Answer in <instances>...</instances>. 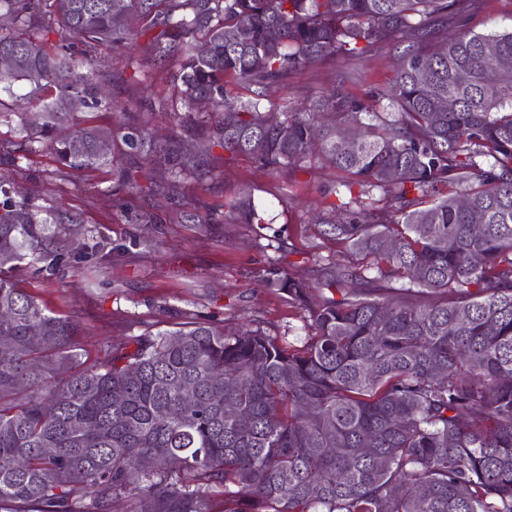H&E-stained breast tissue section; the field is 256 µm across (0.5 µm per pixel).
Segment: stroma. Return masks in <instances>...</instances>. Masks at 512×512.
I'll return each instance as SVG.
<instances>
[{"instance_id": "35a3bbf8", "label": "stroma", "mask_w": 512, "mask_h": 512, "mask_svg": "<svg viewBox=\"0 0 512 512\" xmlns=\"http://www.w3.org/2000/svg\"><path fill=\"white\" fill-rule=\"evenodd\" d=\"M396 42L360 58L338 59L304 67L287 87H274L271 100L297 111L335 85L364 99L391 85L399 64ZM103 84L113 104L128 118L146 122L157 139L175 137L193 146L199 116H181L172 82L173 64L128 63L119 47H101ZM114 164L98 170H58L49 150L25 152L13 179L17 187L46 209L62 207L73 216L79 236H97L112 246V259L92 275L72 270L43 280L21 274L23 288L54 311L78 317L85 328L83 345L97 353L107 344L158 330L160 322L185 314L227 327L251 323L298 345L305 338L300 313L267 288L270 265L307 277L299 249L315 240L313 216L325 203L323 192L342 175L314 163L290 176L259 167L252 159L214 149L201 163L200 177L170 187L164 171L149 170L142 157L115 141ZM134 177V189L120 187ZM250 193L264 214L267 229L237 223L229 203ZM213 224L214 232H196L184 213ZM291 239L297 252L281 255L270 246L273 236Z\"/></svg>"}]
</instances>
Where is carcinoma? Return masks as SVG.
I'll return each mask as SVG.
<instances>
[{"label": "carcinoma", "mask_w": 512, "mask_h": 512, "mask_svg": "<svg viewBox=\"0 0 512 512\" xmlns=\"http://www.w3.org/2000/svg\"><path fill=\"white\" fill-rule=\"evenodd\" d=\"M110 2L0 0V56L17 59L0 71V125L22 138L0 143L3 165L37 143L62 169H99L118 136L174 184L193 174L146 124L88 125L71 109L117 117L95 49L145 36L153 61L177 62L181 101L209 100L200 152L275 172L315 156L343 180L321 243L277 239L312 260L310 280L266 278L303 313L302 345L192 317L92 356L80 322L16 276L57 278L105 245L67 249L70 217L1 179L0 512H512V70L485 53L512 59V31L462 28L480 0ZM395 38L386 111L339 85L302 112L265 105L295 71ZM230 86L249 95L230 103ZM18 88L39 122L7 106ZM233 207L265 223L250 195ZM328 243L349 264L320 255Z\"/></svg>", "instance_id": "cac0c4a2"}]
</instances>
